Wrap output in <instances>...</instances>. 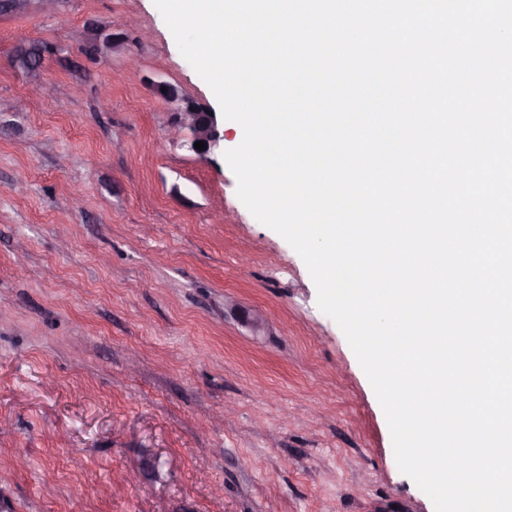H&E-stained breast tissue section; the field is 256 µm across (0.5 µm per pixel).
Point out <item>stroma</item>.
<instances>
[{
    "instance_id": "stroma-1",
    "label": "stroma",
    "mask_w": 512,
    "mask_h": 512,
    "mask_svg": "<svg viewBox=\"0 0 512 512\" xmlns=\"http://www.w3.org/2000/svg\"><path fill=\"white\" fill-rule=\"evenodd\" d=\"M154 0L0 10V512H435ZM192 126L193 133L188 139L189 149L201 157L207 156L219 143L220 133L217 129V118L214 112H207L188 99H182V106L176 113L175 131L182 136L181 127ZM205 142V150H196L194 143Z\"/></svg>"
}]
</instances>
